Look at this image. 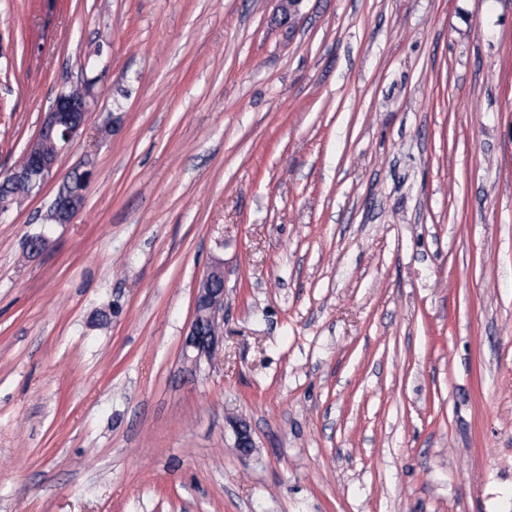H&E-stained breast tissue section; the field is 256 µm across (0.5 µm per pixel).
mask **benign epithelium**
<instances>
[{"instance_id":"1","label":"benign epithelium","mask_w":512,"mask_h":512,"mask_svg":"<svg viewBox=\"0 0 512 512\" xmlns=\"http://www.w3.org/2000/svg\"><path fill=\"white\" fill-rule=\"evenodd\" d=\"M95 96L94 90L82 80L62 89L45 113L36 138L27 146L20 161L0 180V217L6 215L20 200L12 188L25 183L29 194L39 193L54 175L60 154L68 148L84 126L85 114ZM86 169L77 171L80 182L60 188L44 221L47 224H68L80 209L90 181L91 161ZM224 316V267L217 262L200 280L195 293L193 316L182 341L185 361L195 364L202 358H212L224 336L220 317Z\"/></svg>"}]
</instances>
